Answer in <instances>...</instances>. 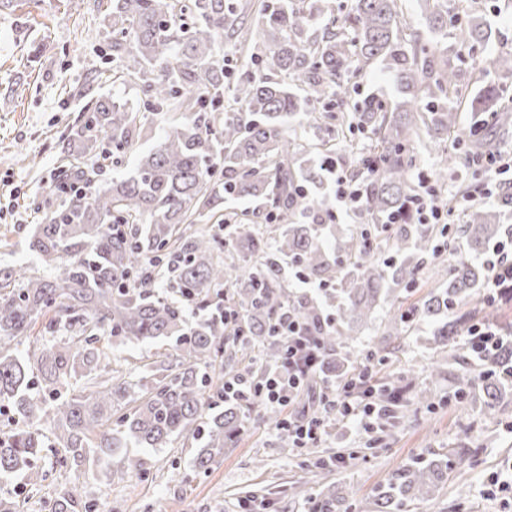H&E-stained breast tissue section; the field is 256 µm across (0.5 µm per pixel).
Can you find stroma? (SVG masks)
<instances>
[{"instance_id": "1", "label": "stroma", "mask_w": 512, "mask_h": 512, "mask_svg": "<svg viewBox=\"0 0 512 512\" xmlns=\"http://www.w3.org/2000/svg\"><path fill=\"white\" fill-rule=\"evenodd\" d=\"M493 30L491 41L475 53L465 78V94L493 74L492 60L512 52V0H469ZM107 32L97 0H82L71 8L69 0H13L0 11V264L37 267L21 224L41 223L56 207L49 189L56 172L57 143L87 102L101 95L136 106L140 82L111 84L92 81L87 63L104 48ZM418 175L432 176L448 157V182H471L464 161L456 157L454 140L421 137L415 145ZM385 318L360 328L354 343L360 355L383 348L385 362L378 377L397 379L412 372L413 386L435 392L434 407H412L406 418L396 419L377 447L368 438L344 427L330 428L317 452L344 454L346 468L330 469L314 482L301 469L302 458L280 432L252 423L235 447L208 472L194 474L195 447L179 439L170 447L143 450L147 472L136 476L114 472L93 477L88 467L63 466L54 457L43 463L46 475L40 491L24 487L21 478L8 479L20 487L18 512H40L45 498L57 489L83 485L96 512H234L238 501H248L253 512H308L311 497L324 485L336 486L345 496L348 512H370L373 491L403 464L433 453L468 446L469 462L448 475L447 485L429 501H413L406 512H512V488L489 495L492 476H512V403L504 408L501 423L485 422L476 399L458 402L453 377L432 379L427 368L438 356L425 344L427 325L399 336L385 335Z\"/></svg>"}]
</instances>
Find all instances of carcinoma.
<instances>
[{"mask_svg": "<svg viewBox=\"0 0 512 512\" xmlns=\"http://www.w3.org/2000/svg\"><path fill=\"white\" fill-rule=\"evenodd\" d=\"M429 38L407 34L401 0H348L341 24L328 0H106L112 60L100 79L142 81L143 105L98 98L58 143L56 209L35 226L28 248L42 272L0 266V480H44L46 448H62L72 465L140 475L133 448H165L176 438L199 445L194 470L205 472L239 440L252 415L273 427L282 414L257 396L213 410L224 376L217 360L258 351L267 365L284 358L275 324L284 315L317 336L322 370L345 379L363 364L351 332L373 322L389 301L407 300L420 281L439 285L418 303L387 314V335L432 326L427 342L442 349L492 324L491 313L464 306L492 301L479 285L488 275L473 258L506 235L501 206L476 200V186L456 188L470 201L466 223L421 224L412 181L421 135L448 137L456 127L469 58H448L442 39L454 35L472 53L491 37L466 11L448 15V0H418ZM380 62L397 99L375 95L336 111L339 80ZM495 77L467 99L472 130L458 139L462 157L498 151L485 116L508 111L502 86L512 80V52L492 62ZM314 131L317 142L288 135V119ZM159 131L133 170L103 179L100 160L117 163L142 138ZM371 140L365 145L354 134ZM355 156L349 178L370 219L348 235L323 222L330 210L328 175L336 153ZM257 200L264 223H243L231 200ZM228 230L221 237L211 220ZM388 251L398 258H380ZM456 256L446 269L444 252ZM294 268L318 291L296 292ZM228 287L226 297L219 289ZM205 311L191 323L184 304ZM238 314L226 320V310ZM53 339L18 346L36 325ZM172 342L170 361L138 378L112 368L100 347ZM481 369L456 375L460 398L482 392V415L500 421L512 389V340L477 356ZM50 422L49 433L42 425ZM469 449L413 460L373 494V512H402L430 499L464 463ZM17 491L0 485V512H17ZM345 501L328 490L312 502L332 512ZM76 486L46 499L43 512H92Z\"/></svg>", "mask_w": 512, "mask_h": 512, "instance_id": "cac0c4a2", "label": "carcinoma"}]
</instances>
